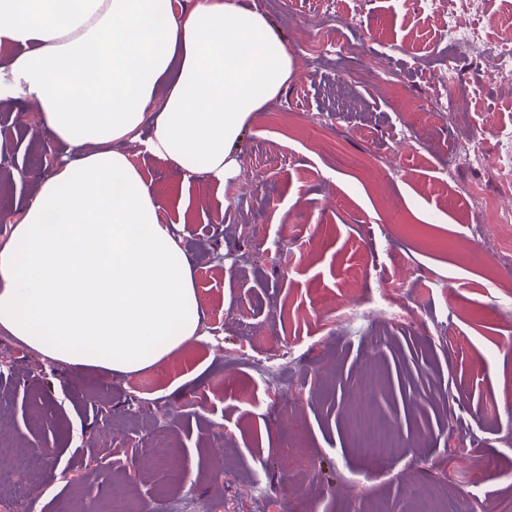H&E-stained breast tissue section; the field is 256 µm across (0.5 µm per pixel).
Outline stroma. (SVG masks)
<instances>
[{
    "instance_id": "35a3bbf8",
    "label": "stroma",
    "mask_w": 512,
    "mask_h": 512,
    "mask_svg": "<svg viewBox=\"0 0 512 512\" xmlns=\"http://www.w3.org/2000/svg\"><path fill=\"white\" fill-rule=\"evenodd\" d=\"M265 16L292 60L253 113L236 175L142 172L193 271L203 335L131 374L53 362L0 332V452L17 455L34 512H403L404 485L448 490L458 512L512 496V257L467 244L485 198L512 202L494 160L512 83L484 60L448 65L435 15L495 38L512 0H233ZM359 43L344 58L338 35ZM455 88L446 122L422 107ZM481 138L463 163L448 142ZM30 105H0V242L39 180L75 159ZM415 267L400 277L402 262ZM446 294L416 301L420 281ZM387 300L390 324L373 312ZM289 352L282 386L256 362ZM384 381L375 410L404 448L383 464L353 446L347 396ZM163 444L168 463H142ZM498 468L481 473V456ZM179 480H171V471Z\"/></svg>"
}]
</instances>
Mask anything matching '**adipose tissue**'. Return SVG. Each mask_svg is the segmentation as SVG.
<instances>
[{
    "mask_svg": "<svg viewBox=\"0 0 512 512\" xmlns=\"http://www.w3.org/2000/svg\"><path fill=\"white\" fill-rule=\"evenodd\" d=\"M0 49V90L80 150L0 243V330L70 366L147 369L197 336L199 302L152 187L112 145L231 176L249 117L291 75L288 52L232 0H0Z\"/></svg>",
    "mask_w": 512,
    "mask_h": 512,
    "instance_id": "1",
    "label": "adipose tissue"
}]
</instances>
